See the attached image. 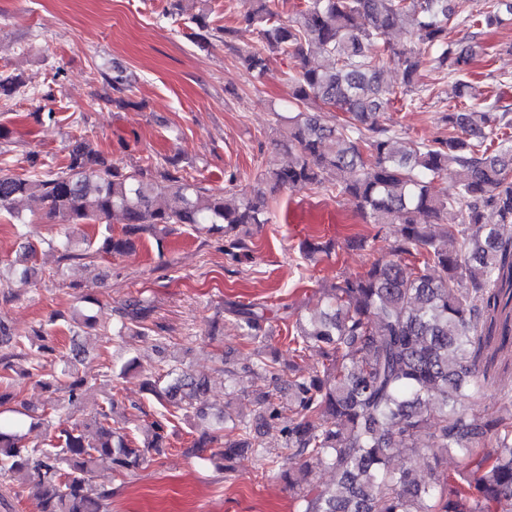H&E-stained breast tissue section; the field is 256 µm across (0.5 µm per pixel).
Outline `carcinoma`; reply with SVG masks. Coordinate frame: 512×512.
Wrapping results in <instances>:
<instances>
[{
	"mask_svg": "<svg viewBox=\"0 0 512 512\" xmlns=\"http://www.w3.org/2000/svg\"><path fill=\"white\" fill-rule=\"evenodd\" d=\"M243 2L249 7L242 20L261 26L269 51L299 64L290 77L293 115L276 114L287 126L276 147L291 156L288 164L268 163L230 203L188 180L176 156L129 170L108 162L86 135L56 170L20 175L0 166V215L17 220L19 200L38 202L67 229L68 258L73 228L111 217L124 224L126 235L158 224H219L224 251L245 257L249 246L236 230L267 223L269 197L333 176L336 193L353 198L366 222L394 225L387 254L362 275L338 277L313 294L308 314L288 331L294 362L286 368L267 356V308L225 304L252 345L253 362L240 369L223 360L224 381H236L241 371L264 375L270 389L255 401L281 444L263 447L251 435V421L227 411L219 424H231L239 439L225 442L216 456L228 472L241 453L255 452L266 472L288 482L294 512H512V384L498 388V406L490 412L466 405L485 381L484 349L499 313L512 302V109L468 79L472 49L449 36L452 23L481 30L512 20V0H483L463 14L455 0H301L286 23L270 0ZM189 23L201 46L214 31L234 34L227 26L211 27L205 15ZM399 27L415 34L418 45L390 44L387 36ZM313 56L330 64L311 66ZM426 61L448 70L463 107L442 115L448 134L414 142L378 123L390 104L383 73L397 66L412 89ZM105 82L112 102L125 104L126 71L113 67ZM24 86L19 73L0 75V99ZM334 107L348 115L345 123L323 122L320 112ZM449 173L452 192L433 194L432 182ZM167 196L176 205L162 204ZM488 208L498 216L494 224L484 221ZM452 241L457 248H448ZM126 244L109 229L97 242L86 241L104 253H120ZM152 311L144 299L126 300L112 335H148ZM308 351L321 355L322 370L306 375L298 361ZM82 354L78 346L67 356L62 375L68 383L53 373L40 379L52 394L65 390L42 414L49 425L50 417L83 400L84 380L72 370ZM131 373L143 376V389L162 407L186 418L210 415L209 381L180 361L156 376L129 358L118 377ZM283 382L286 403L273 393ZM113 409L110 394L94 415L67 422L43 444L30 445L0 427V477L28 488L35 512H106L112 484L95 496L87 492L98 462L110 460L116 478L167 448L164 422H151L139 439L112 426ZM450 452L460 457V469L432 468L429 478L418 476L419 459ZM321 468L333 473L332 484L318 482Z\"/></svg>",
	"mask_w": 512,
	"mask_h": 512,
	"instance_id": "obj_1",
	"label": "carcinoma"
}]
</instances>
